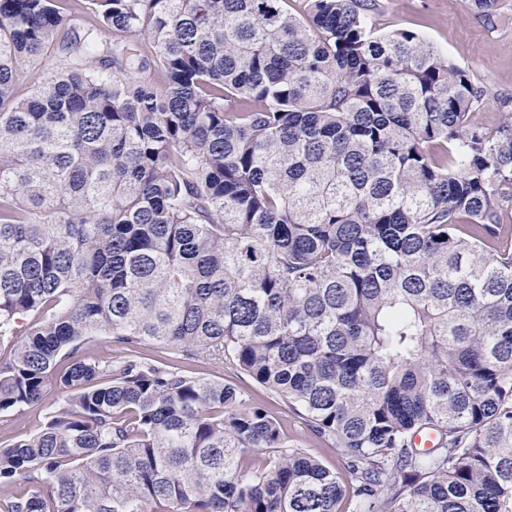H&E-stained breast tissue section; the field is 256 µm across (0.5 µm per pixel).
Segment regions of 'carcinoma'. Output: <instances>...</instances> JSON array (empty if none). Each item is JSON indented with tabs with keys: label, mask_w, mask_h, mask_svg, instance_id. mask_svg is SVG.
I'll return each mask as SVG.
<instances>
[{
	"label": "carcinoma",
	"mask_w": 512,
	"mask_h": 512,
	"mask_svg": "<svg viewBox=\"0 0 512 512\" xmlns=\"http://www.w3.org/2000/svg\"><path fill=\"white\" fill-rule=\"evenodd\" d=\"M285 2L0 0V418L58 395L6 512H512V96L486 129L375 0ZM135 350V352L131 351ZM82 355L89 360L122 359L128 357L165 360L194 377L224 381L244 391L252 402L264 407L275 417L282 429L283 437L291 448H298L317 457L323 465L339 472H345L343 461L336 455L330 443L314 435L305 421L288 409V403L269 390L256 384L232 364H217L207 359L185 360L175 358L166 347L146 345L137 349L111 343L108 336H94L84 345Z\"/></svg>",
	"instance_id": "cac0c4a2"
}]
</instances>
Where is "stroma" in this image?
<instances>
[{
  "label": "stroma",
  "mask_w": 512,
  "mask_h": 512,
  "mask_svg": "<svg viewBox=\"0 0 512 512\" xmlns=\"http://www.w3.org/2000/svg\"><path fill=\"white\" fill-rule=\"evenodd\" d=\"M376 2L378 8L371 14L373 25L384 32L411 30L431 42L465 70L476 85L485 89L482 103L473 110L474 120L488 127L498 125L503 118L498 100L505 95L512 96V0H497L496 13L490 18L474 9L470 0ZM82 353L89 360L131 356L165 360L192 376L235 385L279 421L290 447L314 455L332 470L340 473L345 470L331 444L314 435L305 421L289 410L285 400L256 384L232 364L176 358L170 349L152 345L132 350L112 343L106 336L89 339ZM54 403L55 397L50 394L22 414L0 419V445L37 432Z\"/></svg>",
  "instance_id": "obj_1"
}]
</instances>
